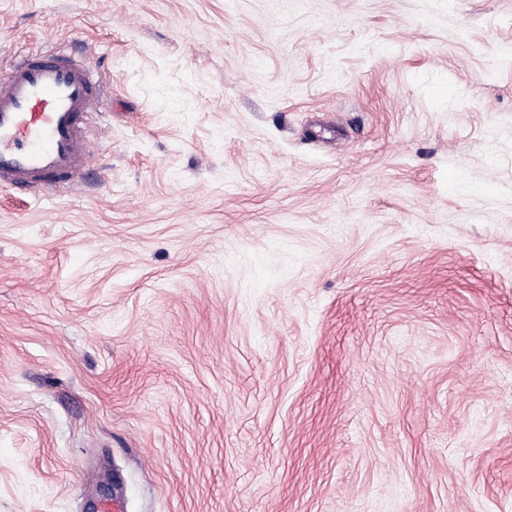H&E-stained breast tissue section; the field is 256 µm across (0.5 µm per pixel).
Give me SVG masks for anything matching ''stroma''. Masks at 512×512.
Segmentation results:
<instances>
[{"label": "stroma", "mask_w": 512, "mask_h": 512, "mask_svg": "<svg viewBox=\"0 0 512 512\" xmlns=\"http://www.w3.org/2000/svg\"><path fill=\"white\" fill-rule=\"evenodd\" d=\"M104 82L0 187V512H512V0H0Z\"/></svg>", "instance_id": "stroma-1"}]
</instances>
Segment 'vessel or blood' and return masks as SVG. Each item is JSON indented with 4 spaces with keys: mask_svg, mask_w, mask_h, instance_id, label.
<instances>
[{
    "mask_svg": "<svg viewBox=\"0 0 512 512\" xmlns=\"http://www.w3.org/2000/svg\"><path fill=\"white\" fill-rule=\"evenodd\" d=\"M103 85L89 61L38 51L0 78V186L33 192L80 184L83 139Z\"/></svg>",
    "mask_w": 512,
    "mask_h": 512,
    "instance_id": "obj_1",
    "label": "vessel or blood"
}]
</instances>
